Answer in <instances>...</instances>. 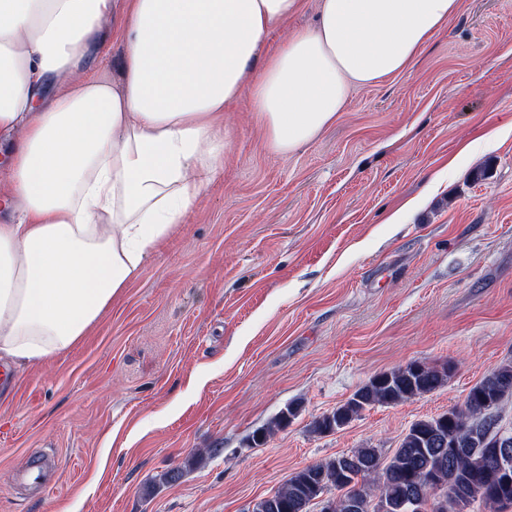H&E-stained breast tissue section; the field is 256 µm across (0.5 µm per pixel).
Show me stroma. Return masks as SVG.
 Segmentation results:
<instances>
[{
  "instance_id": "35a3bbf8",
  "label": "stroma",
  "mask_w": 512,
  "mask_h": 512,
  "mask_svg": "<svg viewBox=\"0 0 512 512\" xmlns=\"http://www.w3.org/2000/svg\"><path fill=\"white\" fill-rule=\"evenodd\" d=\"M460 2L406 72L353 90L291 156L242 96L214 182L77 345L0 361V512H251L308 465L392 453L512 358V0ZM413 361L447 382L311 432ZM36 464L60 485L30 484Z\"/></svg>"
}]
</instances>
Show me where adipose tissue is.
Listing matches in <instances>:
<instances>
[{
    "mask_svg": "<svg viewBox=\"0 0 512 512\" xmlns=\"http://www.w3.org/2000/svg\"><path fill=\"white\" fill-rule=\"evenodd\" d=\"M0 0V360L76 344L217 173L242 93L288 156L404 72L459 0ZM114 22L118 80L85 60ZM283 27L281 45L265 51Z\"/></svg>",
    "mask_w": 512,
    "mask_h": 512,
    "instance_id": "adipose-tissue-1",
    "label": "adipose tissue"
}]
</instances>
